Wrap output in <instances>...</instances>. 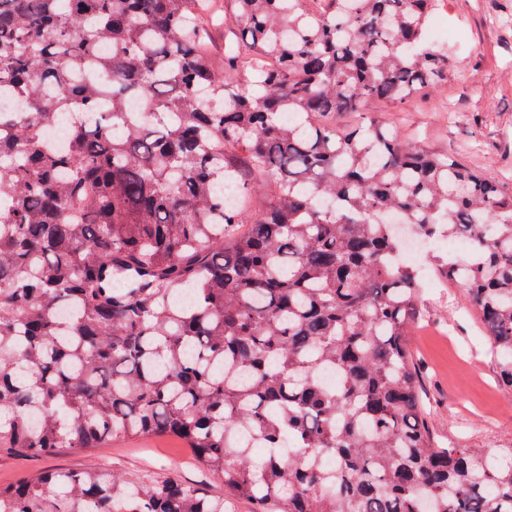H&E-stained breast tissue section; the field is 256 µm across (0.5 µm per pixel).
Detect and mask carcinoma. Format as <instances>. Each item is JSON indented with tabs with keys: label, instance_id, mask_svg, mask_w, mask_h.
<instances>
[{
	"label": "carcinoma",
	"instance_id": "obj_1",
	"mask_svg": "<svg viewBox=\"0 0 512 512\" xmlns=\"http://www.w3.org/2000/svg\"><path fill=\"white\" fill-rule=\"evenodd\" d=\"M229 2L218 72L199 0H0V447L174 436L224 484L51 470L0 484V512H512V448L434 441L385 221L468 239L436 269L512 390V191L331 122L447 86L437 0Z\"/></svg>",
	"mask_w": 512,
	"mask_h": 512
}]
</instances>
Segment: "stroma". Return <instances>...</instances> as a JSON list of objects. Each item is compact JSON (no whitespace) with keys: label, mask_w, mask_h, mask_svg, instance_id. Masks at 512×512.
<instances>
[{"label":"stroma","mask_w":512,"mask_h":512,"mask_svg":"<svg viewBox=\"0 0 512 512\" xmlns=\"http://www.w3.org/2000/svg\"><path fill=\"white\" fill-rule=\"evenodd\" d=\"M432 19L447 36L452 65L447 90L387 106L380 118L512 190V0H441ZM419 301L424 319L412 349L436 441L442 446H512V391L495 383L492 349L476 312L460 288L441 277L421 284ZM474 414L496 415L494 430L467 429L464 420ZM93 464L149 479L211 481L189 449L166 437L117 441L86 451L62 448L50 457L0 448V481Z\"/></svg>","instance_id":"35a3bbf8"}]
</instances>
